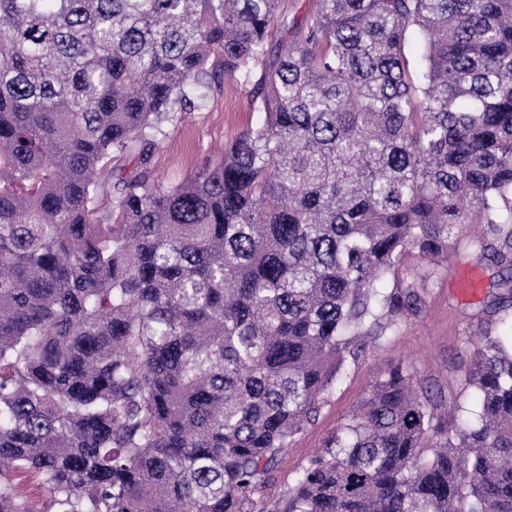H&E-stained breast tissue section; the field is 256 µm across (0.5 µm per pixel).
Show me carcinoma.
Instances as JSON below:
<instances>
[{
	"instance_id": "obj_1",
	"label": "carcinoma",
	"mask_w": 512,
	"mask_h": 512,
	"mask_svg": "<svg viewBox=\"0 0 512 512\" xmlns=\"http://www.w3.org/2000/svg\"><path fill=\"white\" fill-rule=\"evenodd\" d=\"M282 2L0 0V512H36L21 473L47 512H257L355 348L421 313L407 254L482 224L512 306V0ZM228 73L262 118L154 182ZM469 345L455 428L395 367L264 512H512V335Z\"/></svg>"
}]
</instances>
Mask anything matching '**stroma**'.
Returning <instances> with one entry per match:
<instances>
[{"instance_id": "stroma-1", "label": "stroma", "mask_w": 512, "mask_h": 512, "mask_svg": "<svg viewBox=\"0 0 512 512\" xmlns=\"http://www.w3.org/2000/svg\"><path fill=\"white\" fill-rule=\"evenodd\" d=\"M258 118L238 75H224L207 109L178 113L167 125L166 135L151 157V179L173 186L211 169L219 162L224 146ZM482 233V225H469L452 259L428 281L422 315L408 318L391 339L366 342L356 357L348 359L342 381L326 395L316 420L280 454L266 498L279 496L296 472L340 432L377 375L391 367L405 366L413 372L418 392L440 396L438 416L442 424L450 422V406L473 407L474 399L464 381L469 361L464 350L466 337L485 331L512 333V310L487 306L495 268L491 262H477L472 246L473 239ZM467 271L480 276L479 292L469 299L457 292V281Z\"/></svg>"}]
</instances>
